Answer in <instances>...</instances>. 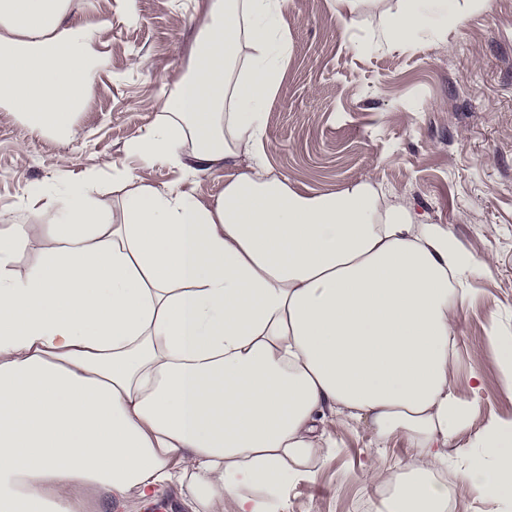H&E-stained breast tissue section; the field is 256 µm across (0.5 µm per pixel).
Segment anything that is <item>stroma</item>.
<instances>
[{"instance_id":"1","label":"stroma","mask_w":512,"mask_h":512,"mask_svg":"<svg viewBox=\"0 0 512 512\" xmlns=\"http://www.w3.org/2000/svg\"><path fill=\"white\" fill-rule=\"evenodd\" d=\"M402 0H362L352 26L336 17V0H288L290 54L266 109V158L274 175L304 191L334 190L370 179L394 190L433 222L451 225L462 246L493 257L474 283L477 299L461 314L452 381L468 393L472 374L483 389L472 408L473 433L495 417L512 418L489 330L512 335V0H459L447 33L425 32L392 52L375 34ZM108 67L94 79L73 138L32 135L14 113L0 111V221L23 223L30 184L81 180L95 173L101 197L120 208L118 173L148 185L178 186L217 197L248 157L194 178L168 163L144 164L126 150L156 118L174 79L187 66L200 23L191 0H90L69 24L100 23ZM145 66H138V59ZM335 449L313 481L294 484L288 512H369L365 466L411 464L417 450L393 439L370 455L372 433L340 419L328 426Z\"/></svg>"}]
</instances>
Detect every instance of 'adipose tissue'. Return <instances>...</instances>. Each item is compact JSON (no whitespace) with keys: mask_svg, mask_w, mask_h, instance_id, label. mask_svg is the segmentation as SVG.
Instances as JSON below:
<instances>
[{"mask_svg":"<svg viewBox=\"0 0 512 512\" xmlns=\"http://www.w3.org/2000/svg\"><path fill=\"white\" fill-rule=\"evenodd\" d=\"M286 0H204L185 73L129 150L196 177L253 160L206 200L125 172L119 216L95 175L31 184L30 217L0 226V512H76L101 499L150 502L185 487L194 512H285L314 477L336 418L384 448H417L404 469L367 467L382 512H450L440 475H463L512 512V419L472 452L469 395L451 347L472 279L493 260L448 225L362 180L304 192L273 175L265 108L289 52ZM79 0H0V108L35 134L73 137L108 65L95 24L67 26ZM457 0H406L376 35L394 50L447 20ZM38 263L15 258L35 230Z\"/></svg>","mask_w":512,"mask_h":512,"instance_id":"obj_1","label":"adipose tissue"}]
</instances>
